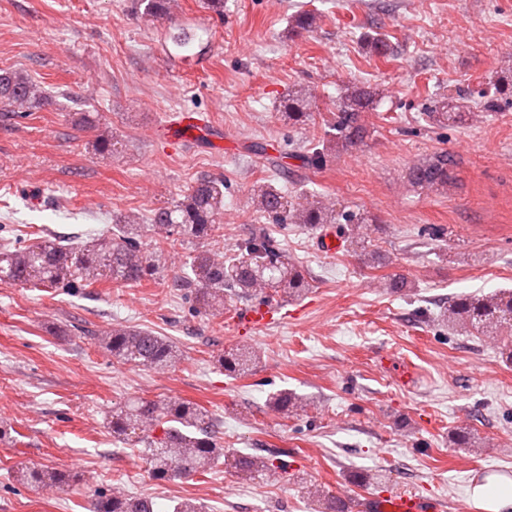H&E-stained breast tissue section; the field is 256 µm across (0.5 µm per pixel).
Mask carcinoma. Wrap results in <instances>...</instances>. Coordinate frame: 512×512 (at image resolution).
Listing matches in <instances>:
<instances>
[{
  "label": "carcinoma",
  "mask_w": 512,
  "mask_h": 512,
  "mask_svg": "<svg viewBox=\"0 0 512 512\" xmlns=\"http://www.w3.org/2000/svg\"><path fill=\"white\" fill-rule=\"evenodd\" d=\"M142 16L154 20L170 13L176 0H135ZM371 55L386 57L388 38L380 33L363 36ZM493 93L482 95V111L495 112L498 98L512 93V79L497 76L491 81ZM384 94L370 86L346 88L337 105L338 115L331 135L322 141L308 163L318 168L332 153L362 141L364 128L360 114L373 108ZM45 101L41 86L15 71L0 70V112L18 116ZM314 96L310 90L288 91L281 107L288 120L302 124L311 117ZM425 115L433 125L448 127L477 116L467 102L447 98L428 108ZM411 183L421 189L448 184V156L413 166ZM254 210L278 223L286 221L308 229L325 224H364L357 213L341 216L328 199L315 192H303L295 199L269 178L255 180L250 186ZM224 217V178L206 175L179 199L153 210L150 223L141 224L130 216L115 224L110 232L86 244L71 237L43 236V230L31 244L4 241L0 245V283L30 285L35 288H94L103 283L129 284L151 280L161 268L166 247L179 244L191 247L181 273L174 275L169 287L187 290L194 295L195 311L213 319L224 316L227 300L250 297L259 292H273L295 299L305 294L311 283L288 255L271 239L260 236L244 242L241 254L225 258L224 254L200 246L218 236ZM347 252L357 257L363 267L385 266L379 251L366 238L353 232L346 236ZM449 329H461L482 336L504 337L512 343V291L488 295H463L448 300L441 313ZM102 348L122 364L144 365L168 370L181 359L176 344L165 336L148 330L115 327L104 333ZM256 362L254 351L237 348L218 357V367L229 376L238 377L251 370ZM269 406L289 418L306 406L305 397L286 389L268 397ZM112 438L122 443L144 445L146 461L153 476L163 480L188 479L206 475L219 464L242 479L275 476L273 460L264 455L240 456L224 449L221 424L197 403L190 401L134 399L112 408L108 416ZM73 480L70 474L44 466L22 469L20 481L32 490L63 487ZM311 512H342L336 501L327 499L320 490L310 492ZM90 512H153L145 498L124 494H101Z\"/></svg>",
  "instance_id": "obj_1"
}]
</instances>
